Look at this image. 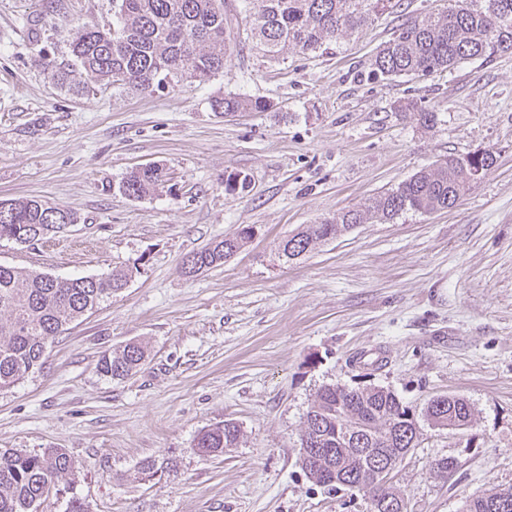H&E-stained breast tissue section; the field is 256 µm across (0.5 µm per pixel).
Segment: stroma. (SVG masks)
<instances>
[{"label":"stroma","instance_id":"1","mask_svg":"<svg viewBox=\"0 0 512 512\" xmlns=\"http://www.w3.org/2000/svg\"><path fill=\"white\" fill-rule=\"evenodd\" d=\"M452 0H392L363 29L267 61L230 40L223 72L150 93L76 92L37 66L68 60L65 29L112 22V0H0V199L36 197L77 213L34 245L0 240V264L59 277L130 268L126 288L69 325L42 365L0 390V452L61 448L74 472L41 512L79 497L87 512H367L301 468L300 434L327 384L382 386L414 413L438 395L469 400L460 431L422 425L394 470L408 512H460L512 488V53L443 73L377 81L370 59L406 19ZM262 98L266 112H215V98ZM435 113L423 125L420 111ZM492 152L456 206L357 225L288 263L279 243L306 224L367 206L434 161ZM170 180L140 199L132 168ZM245 186H228L232 177ZM239 254L195 276L186 257L243 226ZM141 344L123 380L104 351ZM232 421L218 456L198 434ZM148 457L176 472L131 474ZM456 466L439 476L434 466ZM167 182V173L157 165H147L131 171L123 178L119 190L128 198L139 199ZM241 437L239 426L231 421L207 429L195 439L194 450L201 454L224 453V448L237 447Z\"/></svg>","mask_w":512,"mask_h":512}]
</instances>
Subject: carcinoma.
I'll use <instances>...</instances> for the list:
<instances>
[{
  "instance_id": "obj_1",
  "label": "carcinoma",
  "mask_w": 512,
  "mask_h": 512,
  "mask_svg": "<svg viewBox=\"0 0 512 512\" xmlns=\"http://www.w3.org/2000/svg\"><path fill=\"white\" fill-rule=\"evenodd\" d=\"M112 25H74L69 30L70 62L61 65L41 58L52 81L65 87L76 78L101 85H123L145 92L174 85L204 82L224 70L230 28L226 0H112ZM246 16L237 34L255 41L263 57L278 62L288 49L317 52L362 28L391 0H242ZM459 0L446 14L409 19L376 53L367 77L387 80L401 75L445 71L469 60H487L512 52V0ZM216 112H265L266 101L227 95L212 103ZM494 163L486 151L467 164L450 157L424 168L397 187L377 195L365 210L350 209L332 220L308 224L279 245L290 262L319 242L333 239L375 218L388 223L408 212L428 213L456 205L476 172ZM167 182L157 165L131 171L119 190L139 199ZM0 239L33 245L66 224H75V212L36 198L0 200ZM253 237L245 227L232 239L211 242L192 254L184 273L192 276L236 255ZM130 271L114 269L104 277L62 279L46 273L0 264V388H9L42 364L47 345L65 327L98 307L128 284ZM144 358L143 349L127 344L98 362L99 371L114 379L131 375ZM424 416L442 430H461L473 420L474 409L465 398L448 394L429 401ZM415 414L392 390L352 388L339 384L321 387L312 401L300 439L318 441L321 454L302 469L317 485L341 490L374 469L395 470L405 448L419 443ZM239 426L231 421L207 429L195 439L194 450L216 454L237 447ZM177 463L148 457L137 468L138 478L152 480ZM73 473V463L61 448L37 452H0V512H34L47 498V485ZM399 501L393 510L385 497ZM370 512H407L404 499L392 488L370 502ZM463 512H512V488L490 489L466 500Z\"/></svg>"
}]
</instances>
